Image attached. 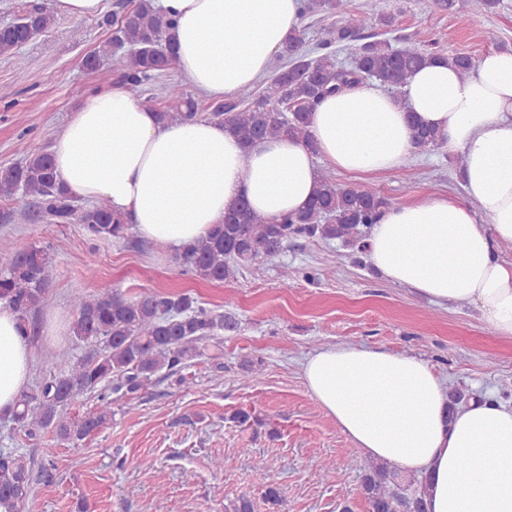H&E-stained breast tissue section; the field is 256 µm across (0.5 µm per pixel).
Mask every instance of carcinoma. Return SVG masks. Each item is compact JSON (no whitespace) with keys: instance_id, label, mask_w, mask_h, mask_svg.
Masks as SVG:
<instances>
[{"instance_id":"cac0c4a2","label":"carcinoma","mask_w":512,"mask_h":512,"mask_svg":"<svg viewBox=\"0 0 512 512\" xmlns=\"http://www.w3.org/2000/svg\"><path fill=\"white\" fill-rule=\"evenodd\" d=\"M448 12L467 23L491 13L498 0H444ZM401 11L400 0H390L377 20L379 32L364 33V20L348 12V0H304L303 16L330 18L319 33L316 54L303 52L304 35H291L281 63L259 94L250 100L228 99L209 106L212 119L245 146L257 140L288 136L313 146L309 126L317 104L328 94L351 88L373 77L400 99L412 75L426 61L448 60L459 78H470L477 58L448 55L424 45L394 46L384 35L393 30ZM57 24L50 10L34 6L12 21L0 24V56L18 58L34 34ZM102 24L113 28L111 38L86 55L87 70L99 67L103 58L122 53L123 69L117 85L138 98L150 90L163 72L173 67L174 22L160 14L153 0H134L119 20L106 17ZM163 122L198 116L192 94L171 92L157 109ZM417 152L446 146L440 131L412 122ZM32 198L40 218L51 224H79L90 238L116 241L128 237L131 225L105 201L89 206L59 180L47 146L34 147L24 160L0 165V197L17 194ZM390 205L377 191L340 184L329 171H320L318 187L309 206L280 221L257 214L246 201L224 215V223L209 235L179 252L176 260L204 281L224 282L239 268L278 256L293 240H339L346 246H363L380 209ZM53 279L48 249L31 244L0 253V300L17 313L27 336L38 334L30 315L44 301ZM76 314L71 336L76 345L94 342L96 350L82 355L66 370L57 368L50 351L42 354L43 377L32 390L21 393L11 414L13 423L30 439L47 432L65 442L81 441L112 418V399L101 393L96 411L80 419L68 415L85 393L103 386L127 402L133 415L142 392L161 378L178 374L195 358L214 350L223 356L221 331L237 328L236 317L198 304L188 294H161L141 290L127 295L103 287L93 295L72 296ZM32 462L22 453L0 451V512H21L32 491ZM368 512H427V488L412 475L399 477L385 464L371 462L360 475Z\"/></svg>"}]
</instances>
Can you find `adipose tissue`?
<instances>
[{
	"label": "adipose tissue",
	"instance_id": "1",
	"mask_svg": "<svg viewBox=\"0 0 512 512\" xmlns=\"http://www.w3.org/2000/svg\"><path fill=\"white\" fill-rule=\"evenodd\" d=\"M176 22L175 66L200 92L229 96L263 78L299 28L302 0H154ZM443 131L463 159L466 202L442 196L392 204L367 239L379 276L444 305L465 300L512 339V50H491L460 79L444 61L418 70L396 100L366 81L326 97L311 144L288 137L243 147L223 123H161L122 87L87 93L52 148L55 172L77 196L107 201L138 233L180 250L205 238L239 200L266 217L304 209L320 164L374 175L412 150L408 113ZM484 223H477V216ZM33 353L0 302V415L11 414ZM310 395L374 461L429 476V512H512V403L471 399L448 412V386L423 359L350 344L303 365Z\"/></svg>",
	"mask_w": 512,
	"mask_h": 512
}]
</instances>
